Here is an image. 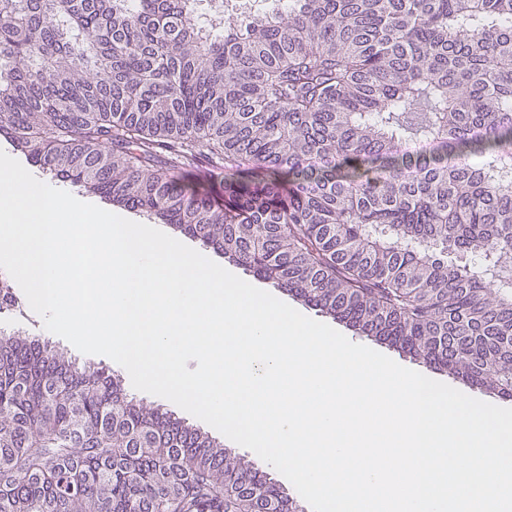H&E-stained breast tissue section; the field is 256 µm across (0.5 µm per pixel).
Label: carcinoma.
Returning a JSON list of instances; mask_svg holds the SVG:
<instances>
[{"instance_id": "carcinoma-1", "label": "carcinoma", "mask_w": 512, "mask_h": 512, "mask_svg": "<svg viewBox=\"0 0 512 512\" xmlns=\"http://www.w3.org/2000/svg\"><path fill=\"white\" fill-rule=\"evenodd\" d=\"M0 0V137L512 400V0ZM221 170L214 208L186 173ZM282 489L122 379L0 329V512H251Z\"/></svg>"}]
</instances>
